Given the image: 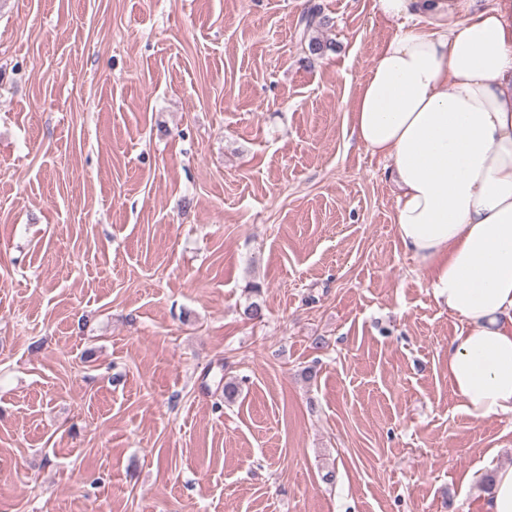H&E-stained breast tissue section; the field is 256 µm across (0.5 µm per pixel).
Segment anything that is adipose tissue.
<instances>
[{
	"mask_svg": "<svg viewBox=\"0 0 512 512\" xmlns=\"http://www.w3.org/2000/svg\"><path fill=\"white\" fill-rule=\"evenodd\" d=\"M395 22L351 136L387 159L394 231L461 323L448 379L475 420L512 416V0H373Z\"/></svg>",
	"mask_w": 512,
	"mask_h": 512,
	"instance_id": "obj_1",
	"label": "adipose tissue"
}]
</instances>
